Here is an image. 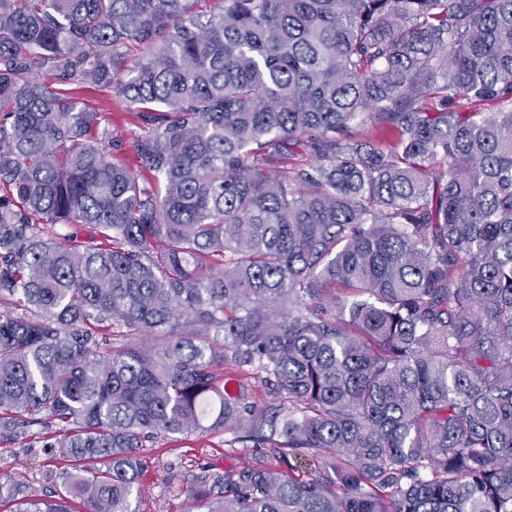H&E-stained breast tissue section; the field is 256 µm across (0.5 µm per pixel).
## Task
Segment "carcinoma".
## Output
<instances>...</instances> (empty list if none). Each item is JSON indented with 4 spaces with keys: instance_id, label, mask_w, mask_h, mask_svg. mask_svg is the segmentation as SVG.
<instances>
[{
    "instance_id": "cac0c4a2",
    "label": "carcinoma",
    "mask_w": 512,
    "mask_h": 512,
    "mask_svg": "<svg viewBox=\"0 0 512 512\" xmlns=\"http://www.w3.org/2000/svg\"><path fill=\"white\" fill-rule=\"evenodd\" d=\"M199 2L0 0V499L224 432L194 512H512V0ZM80 95L83 101L92 108L98 109L99 112L109 113V126L114 132L125 135L135 129L136 118L134 115L128 112L118 101L112 100V97L95 90L82 91ZM42 443L36 444V448H30L27 452L18 451L14 456H9L11 448L0 447V455L7 456L8 466L12 472L20 476L35 487H53L62 483V473L68 469L65 458L60 456L59 448H41Z\"/></svg>"
}]
</instances>
